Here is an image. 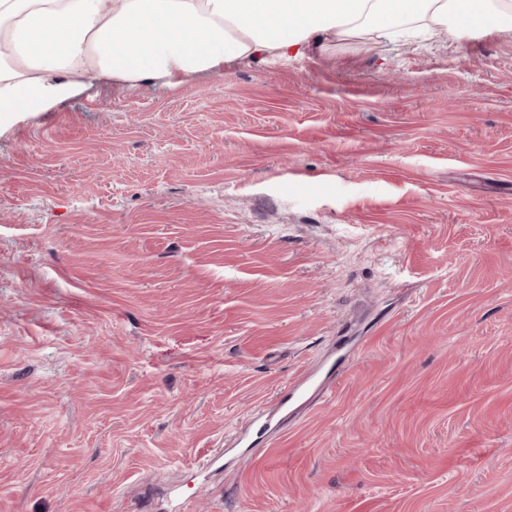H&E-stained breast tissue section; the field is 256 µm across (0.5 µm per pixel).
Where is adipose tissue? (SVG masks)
Instances as JSON below:
<instances>
[{"label":"adipose tissue","mask_w":512,"mask_h":512,"mask_svg":"<svg viewBox=\"0 0 512 512\" xmlns=\"http://www.w3.org/2000/svg\"><path fill=\"white\" fill-rule=\"evenodd\" d=\"M463 25L512 29V0H0V127L93 83L178 88L239 59Z\"/></svg>","instance_id":"adipose-tissue-1"}]
</instances>
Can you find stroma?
<instances>
[{
  "instance_id": "obj_1",
  "label": "stroma",
  "mask_w": 512,
  "mask_h": 512,
  "mask_svg": "<svg viewBox=\"0 0 512 512\" xmlns=\"http://www.w3.org/2000/svg\"><path fill=\"white\" fill-rule=\"evenodd\" d=\"M0 512H512V30L0 128ZM315 375L314 372L307 369L302 370L299 376L288 384V391L281 393L279 404L281 406L289 405L290 403L301 400L314 384Z\"/></svg>"
}]
</instances>
